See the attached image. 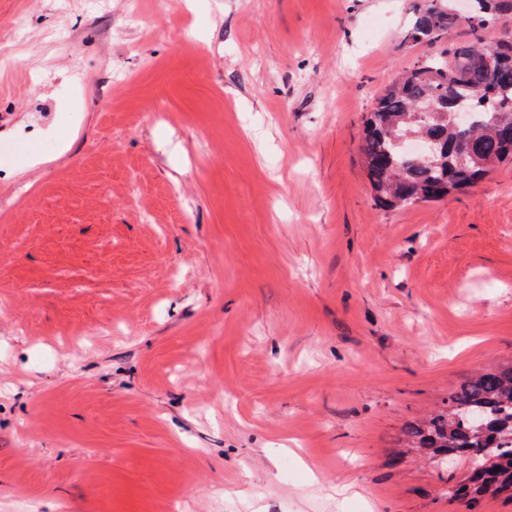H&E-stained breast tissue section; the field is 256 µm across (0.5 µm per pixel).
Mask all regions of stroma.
I'll use <instances>...</instances> for the list:
<instances>
[{
	"label": "stroma",
	"mask_w": 512,
	"mask_h": 512,
	"mask_svg": "<svg viewBox=\"0 0 512 512\" xmlns=\"http://www.w3.org/2000/svg\"><path fill=\"white\" fill-rule=\"evenodd\" d=\"M420 2L0 0V512H512L401 450L512 362V165L363 166Z\"/></svg>",
	"instance_id": "35a3bbf8"
}]
</instances>
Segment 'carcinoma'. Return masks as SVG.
Here are the masks:
<instances>
[{"mask_svg":"<svg viewBox=\"0 0 512 512\" xmlns=\"http://www.w3.org/2000/svg\"><path fill=\"white\" fill-rule=\"evenodd\" d=\"M507 15L512 16V0H471L464 21L454 0H429L415 8L404 44L429 50L392 80L364 120L362 154L376 205L395 209L442 200L512 163V37L503 33L489 44L482 41L487 22ZM458 27L472 39L449 41L448 32ZM483 51L499 56L496 68L487 70L474 61ZM428 103L430 114L418 117L417 107ZM462 106L479 122L467 145L473 159L465 168L455 160L453 130L454 113ZM409 133L439 142L434 164L402 158L398 140ZM403 437L406 448L441 466L450 453L457 460L474 452L483 460L485 469L452 487L449 498H512V364L473 374L425 420L407 424Z\"/></svg>","mask_w":512,"mask_h":512,"instance_id":"carcinoma-1","label":"carcinoma"}]
</instances>
